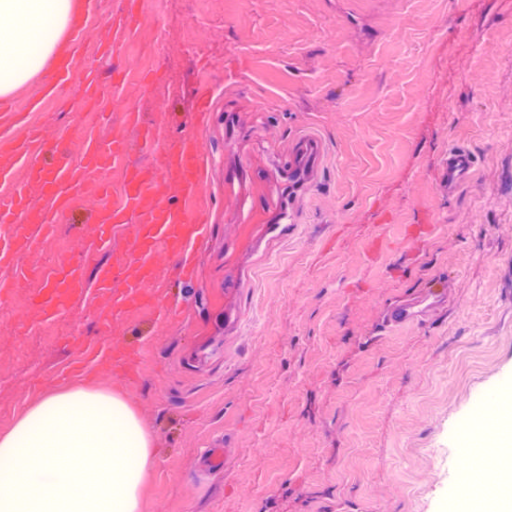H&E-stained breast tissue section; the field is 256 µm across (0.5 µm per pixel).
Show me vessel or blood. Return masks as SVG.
Segmentation results:
<instances>
[{
	"instance_id": "b4317fda",
	"label": "vessel or blood",
	"mask_w": 512,
	"mask_h": 512,
	"mask_svg": "<svg viewBox=\"0 0 512 512\" xmlns=\"http://www.w3.org/2000/svg\"><path fill=\"white\" fill-rule=\"evenodd\" d=\"M133 25L132 17H125L115 25L112 36L100 44L102 55H112L122 44ZM39 137L29 134L26 140L17 142L15 151L27 159V181L38 186L50 195V209L47 214L26 223H16L17 215H27L28 198L25 190H18L7 197H0V222L11 225L7 236L0 238V264H9L19 249L34 246L39 236L49 226L53 215L72 206L80 193L87 174L102 171L106 160L124 154L129 142L117 138L109 143L95 139L84 140L81 145L80 160L65 162L54 168H47L37 150ZM448 187L456 189L471 174L472 155L464 147L456 146L448 150ZM206 178L204 159L197 144L171 148L165 152V167L160 173H153L143 167L130 169L127 181L126 199L120 208L104 212L98 226L100 240H108L113 225L124 223L128 215H136L141 224V237L138 257L133 269L121 266L102 268L99 280L103 285H111L115 279H123L124 288L113 294L112 306L123 309L131 305L146 306L155 304L154 295L145 289L144 284L154 277V259L158 253H166L179 266L182 282H193L196 270L193 256L207 242L204 225L199 224L192 209L176 208L167 204L159 196L154 185L160 180H170L176 192L185 200H194ZM445 296L428 294L426 302L409 301L391 310L387 324L399 326L414 324L425 313L441 308Z\"/></svg>"
}]
</instances>
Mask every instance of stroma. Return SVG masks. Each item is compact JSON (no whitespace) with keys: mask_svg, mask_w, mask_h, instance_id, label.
<instances>
[{"mask_svg":"<svg viewBox=\"0 0 512 512\" xmlns=\"http://www.w3.org/2000/svg\"><path fill=\"white\" fill-rule=\"evenodd\" d=\"M130 11L134 36L101 56ZM59 72L9 100L16 136L37 127L49 164L58 142L77 158L79 134L111 138L132 112L160 148L196 139L209 243L188 288L158 253L168 320L113 311L98 268L134 260L139 223L104 248L96 224L128 167L163 156L135 143L93 174L0 269V431L88 381L124 389L155 437L142 512H483L463 473L496 491L497 460L471 451L512 409V0H99L69 80ZM204 82L216 108L202 123ZM308 136L322 160L293 188L284 167ZM456 145L476 167L451 193ZM65 264L83 285L45 314L46 275ZM428 290L445 307L383 327Z\"/></svg>","mask_w":512,"mask_h":512,"instance_id":"35a3bbf8","label":"stroma"}]
</instances>
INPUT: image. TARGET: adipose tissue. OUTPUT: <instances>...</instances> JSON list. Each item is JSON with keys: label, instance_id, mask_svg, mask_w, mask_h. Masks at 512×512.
I'll return each instance as SVG.
<instances>
[{"label": "adipose tissue", "instance_id": "1", "mask_svg": "<svg viewBox=\"0 0 512 512\" xmlns=\"http://www.w3.org/2000/svg\"><path fill=\"white\" fill-rule=\"evenodd\" d=\"M0 98L52 58H71L82 0H0ZM154 437L125 393L51 391L0 434V512H142Z\"/></svg>", "mask_w": 512, "mask_h": 512}]
</instances>
